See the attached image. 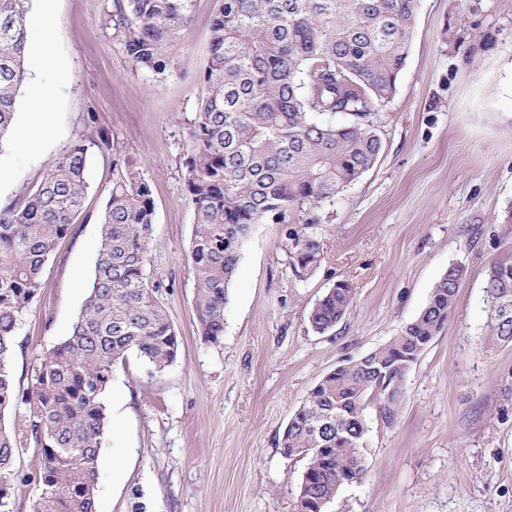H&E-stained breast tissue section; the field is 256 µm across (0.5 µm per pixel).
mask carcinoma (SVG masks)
I'll list each match as a JSON object with an SVG mask.
<instances>
[{
    "instance_id": "carcinoma-1",
    "label": "carcinoma",
    "mask_w": 512,
    "mask_h": 512,
    "mask_svg": "<svg viewBox=\"0 0 512 512\" xmlns=\"http://www.w3.org/2000/svg\"><path fill=\"white\" fill-rule=\"evenodd\" d=\"M416 0H219L210 26L204 93L191 121L185 160L194 210L190 263L203 339L224 335L229 287L251 225L280 224L304 206L331 201L377 160L370 115L395 92L408 56ZM30 0H0V141L13 129L27 78ZM193 0H113L103 25L140 69L163 73L191 22ZM344 113L336 125L326 115ZM77 145L54 158L21 206L0 209V485L15 488V462L32 448L40 493L33 512H95L97 463L108 422L105 392L115 367L136 352L157 370L179 340L147 272L154 203L140 165L123 160L101 216V242L84 304L65 338L44 352L31 384L15 380L17 330L43 288L44 264L78 216L89 184ZM294 271L320 262V243L286 233ZM464 267H448L419 315L365 361L324 376L279 439L287 458L306 460L296 512H316L346 479L365 475L360 452L374 402L397 413L412 366L460 302ZM486 298L512 308V262L489 267ZM352 290L334 284L309 314L318 334L349 314ZM485 336L512 343V318L487 313ZM24 405L10 433L5 412ZM309 452L301 454V449Z\"/></svg>"
}]
</instances>
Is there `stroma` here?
<instances>
[{
  "mask_svg": "<svg viewBox=\"0 0 512 512\" xmlns=\"http://www.w3.org/2000/svg\"><path fill=\"white\" fill-rule=\"evenodd\" d=\"M111 0H31L28 29L50 22L56 48L26 69L52 91L51 121L30 151L0 141V203L21 202L50 160L81 145L90 189L42 270L43 289L12 359L28 384L64 339L88 293L115 164L136 159L154 201L147 270L179 338L151 369L129 354L105 394L110 429L97 465L96 512H295L305 470L278 446L290 416L337 366L386 344L426 305L453 264L466 276L447 325L409 372L395 420L365 417L366 475L326 512H512V344L489 346L485 286L512 261V0H417L396 90L371 116L375 164L333 201L290 225H252L229 290L220 343L199 335L188 263L194 212L184 162L203 93L199 75L217 0H194L168 70L133 68L102 25ZM317 239L321 262L296 276L288 227ZM353 305L336 328L308 316L336 282Z\"/></svg>",
  "mask_w": 512,
  "mask_h": 512,
  "instance_id": "35a3bbf8",
  "label": "stroma"
}]
</instances>
